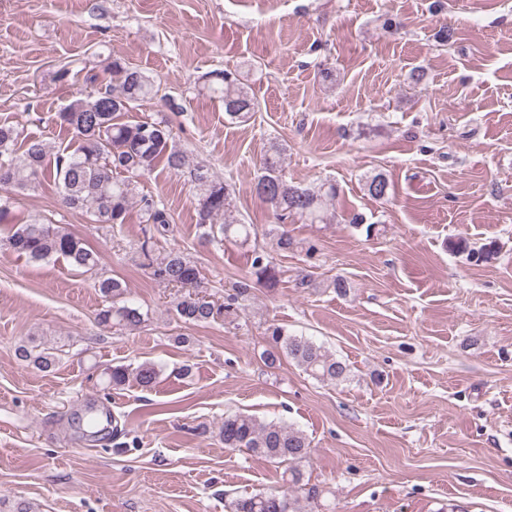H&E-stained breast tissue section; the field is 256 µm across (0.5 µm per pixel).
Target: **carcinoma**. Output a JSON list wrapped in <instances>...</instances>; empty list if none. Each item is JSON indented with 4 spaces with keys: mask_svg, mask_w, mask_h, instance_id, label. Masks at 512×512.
<instances>
[{
    "mask_svg": "<svg viewBox=\"0 0 512 512\" xmlns=\"http://www.w3.org/2000/svg\"><path fill=\"white\" fill-rule=\"evenodd\" d=\"M105 73L111 77L112 87L73 100L57 115L59 125L77 142L71 153L59 154L51 161L45 144L30 139L19 154L16 127L0 124V224L8 225L5 237L8 246L32 261L63 258L85 272H94L100 265L99 254L61 226L40 217L17 218L10 210L11 194L30 189L41 177L54 183L66 208L90 215L98 224H123L138 196V179L161 163L173 171L188 165L186 154L174 144L173 130L167 122L124 120L137 103L154 97L153 77L117 57L107 64ZM206 80L213 85V91L221 94L225 115L230 120L246 123L258 111L256 98L230 74L215 72L206 76ZM190 177L198 190L197 224L203 229V237L217 243H248L251 226L229 213L228 184L213 177L203 166L193 168ZM365 189L371 197L383 199L391 183L384 172L378 171L366 177ZM255 191L279 222L274 241L275 250L282 253L298 248L285 221L300 216L312 224L320 223L324 219L325 201L336 196L332 185L301 188L288 184L282 173L281 148L275 144L261 159ZM140 203L141 222L152 225L161 235L167 232L171 216L165 207L146 196L140 198ZM457 247L481 262L491 260L496 254L493 243L478 250L468 248L463 242L457 243ZM140 250L144 266L150 269L154 279L184 290L174 302L173 312L185 324H204L221 312L226 316L234 313L248 291L249 284L242 283L219 309L212 302L193 296L201 283V273L194 261L175 250L155 260L146 241ZM253 253L251 275L268 288L276 287L282 271L274 257L263 250L255 249ZM96 287L112 300V305L98 313L99 323L133 330L148 320V313L122 300L125 286L120 278L101 277ZM265 335L267 348L261 358L269 367L288 359L321 380L336 381L348 374V365L308 338L292 335L275 323L266 328ZM18 353L42 372L52 371L59 362L57 353L44 349L36 352L21 347ZM158 373L156 365L148 362L133 368L117 366L108 373V385L119 389L132 381L146 389L154 385ZM221 436L226 448H245L271 462L293 465L287 488L236 497L229 503L230 512H314L311 504L320 495L318 488L310 487L299 494L303 474L296 464L306 460L310 453V441L300 430L235 412L224 415Z\"/></svg>",
    "mask_w": 512,
    "mask_h": 512,
    "instance_id": "obj_1",
    "label": "carcinoma"
}]
</instances>
